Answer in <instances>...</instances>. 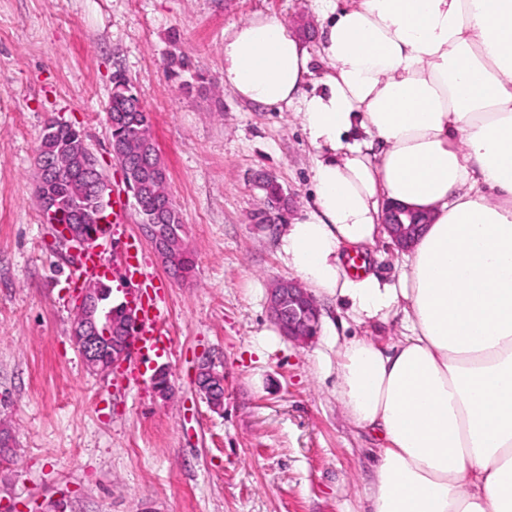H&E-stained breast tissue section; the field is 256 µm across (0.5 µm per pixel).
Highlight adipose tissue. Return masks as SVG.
<instances>
[{
    "instance_id": "1",
    "label": "adipose tissue",
    "mask_w": 512,
    "mask_h": 512,
    "mask_svg": "<svg viewBox=\"0 0 512 512\" xmlns=\"http://www.w3.org/2000/svg\"><path fill=\"white\" fill-rule=\"evenodd\" d=\"M320 55L276 16L224 38V83L297 105L315 206L284 225L283 263L356 325L338 397L376 431L368 512H512V0H320ZM431 213L398 273L354 276L350 247L387 203Z\"/></svg>"
}]
</instances>
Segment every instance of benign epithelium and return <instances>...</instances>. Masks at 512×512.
Masks as SVG:
<instances>
[{"mask_svg":"<svg viewBox=\"0 0 512 512\" xmlns=\"http://www.w3.org/2000/svg\"><path fill=\"white\" fill-rule=\"evenodd\" d=\"M112 159L122 172L127 192L133 198V206L141 218V228L166 269L175 278L182 277V260L186 253L184 241L179 234L181 226L172 223L174 207L167 203L164 209L149 207L148 200L168 185L167 170L162 162L151 128L143 127L138 134L123 142L112 141ZM79 167L90 181H95L101 171L98 158L85 153L79 158ZM46 168L37 170V191L46 201L45 209L52 218L60 219L72 215L83 221L79 231H72L59 224L61 241L77 256L80 247L96 237L97 225L90 219L104 221L105 207L100 199L92 196L59 202L46 192ZM431 221L425 211H415L398 203H389L383 212V224L389 236L401 249L410 248ZM268 308L279 331L288 340L306 342L315 336L319 328V309L311 292L298 281H277L268 294ZM132 315L125 307L112 305L110 291L96 284L81 289L79 302L71 326L72 340L86 368L97 373L129 357V336ZM197 387L208 405L219 409L223 405L224 377L204 363L197 374Z\"/></svg>","mask_w":512,"mask_h":512,"instance_id":"7a95c632","label":"benign epithelium"}]
</instances>
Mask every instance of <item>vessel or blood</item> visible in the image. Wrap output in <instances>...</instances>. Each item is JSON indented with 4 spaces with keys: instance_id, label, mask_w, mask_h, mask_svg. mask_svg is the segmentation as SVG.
<instances>
[{
    "instance_id": "vessel-or-blood-1",
    "label": "vessel or blood",
    "mask_w": 512,
    "mask_h": 512,
    "mask_svg": "<svg viewBox=\"0 0 512 512\" xmlns=\"http://www.w3.org/2000/svg\"><path fill=\"white\" fill-rule=\"evenodd\" d=\"M127 214V198L113 192L109 215L97 230L94 246L80 257L78 278L85 283L106 280L117 284L130 306L136 319L131 342L137 365L123 372L121 380L131 383L140 379V367L152 354L168 349L170 338L164 328L165 299L150 292L145 259L123 239Z\"/></svg>"
}]
</instances>
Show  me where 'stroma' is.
Segmentation results:
<instances>
[{
    "label": "stroma",
    "instance_id": "stroma-1",
    "mask_svg": "<svg viewBox=\"0 0 512 512\" xmlns=\"http://www.w3.org/2000/svg\"><path fill=\"white\" fill-rule=\"evenodd\" d=\"M265 15L301 30L318 57V0H0V508L21 512H362L374 448L336 395L340 305L319 299L320 330L299 344L268 307L292 277L263 227V180L289 201L290 222L313 203L312 150L294 108L224 86V36ZM184 65L171 73V57ZM122 71L150 115L170 196L194 262L177 279L144 237L168 300L171 347L129 388L90 373L70 328L81 288L39 212L34 158L44 127L80 130L113 187L106 107ZM224 375V404L199 394V365ZM165 368L171 394L150 380Z\"/></svg>",
    "mask_w": 512,
    "mask_h": 512
}]
</instances>
